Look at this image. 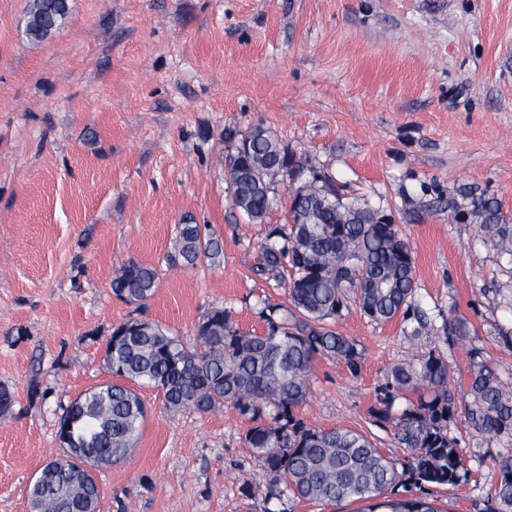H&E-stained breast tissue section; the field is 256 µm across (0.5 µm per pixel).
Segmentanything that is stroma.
<instances>
[{
  "mask_svg": "<svg viewBox=\"0 0 512 512\" xmlns=\"http://www.w3.org/2000/svg\"><path fill=\"white\" fill-rule=\"evenodd\" d=\"M32 0H0V512L60 456L57 421L84 391L111 382L115 324L144 319L194 344L210 308L262 333L261 310L288 306V284L255 270L269 229L285 224L294 184L277 178L263 223L232 204L227 132L260 125L310 157L344 201L389 216L416 261L414 320L376 323L356 306L332 326L361 369L315 361L297 414L311 428L367 436L395 465L394 421L373 413L386 368L437 350L464 366L474 349L512 384V258L481 236L470 201L512 219V0H69L66 24L25 35ZM192 217L221 241L219 263L166 264ZM157 266L146 307L111 283L122 262ZM465 344L441 338L447 316ZM130 458L95 468L97 512H357L292 494L267 498L244 445L248 417L224 404L169 410L145 382ZM461 487L426 491L440 512H482L512 439L448 426Z\"/></svg>",
  "mask_w": 512,
  "mask_h": 512,
  "instance_id": "1",
  "label": "stroma"
}]
</instances>
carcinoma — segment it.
I'll use <instances>...</instances> for the list:
<instances>
[{
    "instance_id": "cac0c4a2",
    "label": "carcinoma",
    "mask_w": 512,
    "mask_h": 512,
    "mask_svg": "<svg viewBox=\"0 0 512 512\" xmlns=\"http://www.w3.org/2000/svg\"><path fill=\"white\" fill-rule=\"evenodd\" d=\"M69 10L68 0H33L26 23L29 40L42 41L58 31ZM227 138L248 142L246 151L227 155L226 162L233 205L251 222L263 220L270 209L274 177H290L294 168L310 173L311 180L291 195L289 223L269 231L257 256V272L289 278L290 318L275 319L271 307L267 331L253 335L240 331L230 311L213 308L199 320L193 348L157 323L130 319L112 327L106 347L110 372L161 390L173 410L207 413L227 403L249 417L254 425L245 445L262 463L270 498L287 490L308 501H361L366 508L360 512H440L421 492L427 484L460 487L463 461L457 442L448 436L458 406L449 388L448 363L437 350L417 365L391 366L379 407L373 409L385 420L396 397L416 395L396 423L397 443L408 452L400 471L364 435L344 427L312 429L295 413L309 395L316 360L358 373L357 344L327 326L342 316L349 301L375 322L410 315L416 266L409 245L397 225L373 223L374 208L343 203L331 178L311 160L296 159L268 129L253 126ZM472 206L481 234L512 256V226L500 204L480 197ZM221 253L219 239L203 233L200 225L178 224L165 261L188 268L202 259L215 264ZM158 280L156 266L129 260L116 270L112 293L143 307ZM443 332L450 346L465 341L459 319L448 318ZM466 377L469 427L482 435L511 437L512 387L474 355ZM83 396L85 411L68 406L61 419L71 425L84 457H72L68 448L44 464L53 472L30 488L34 512H96L100 493L87 491L78 477L81 468L131 455L146 417L139 395L113 383ZM398 485L407 495L388 498ZM485 512H512L511 456L499 464Z\"/></svg>"
}]
</instances>
